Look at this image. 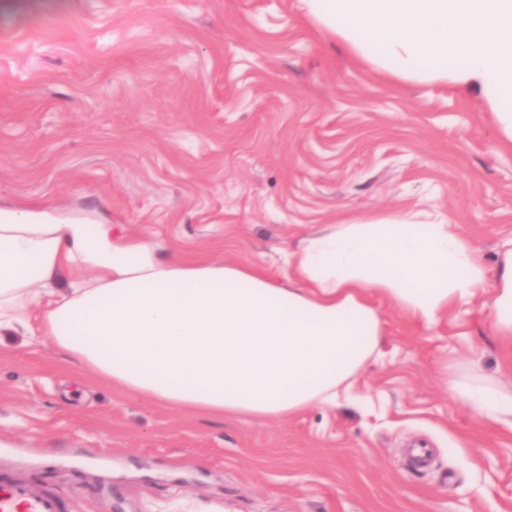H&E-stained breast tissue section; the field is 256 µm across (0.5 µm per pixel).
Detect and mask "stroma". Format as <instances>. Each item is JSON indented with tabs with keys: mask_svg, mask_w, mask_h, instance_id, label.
Wrapping results in <instances>:
<instances>
[{
	"mask_svg": "<svg viewBox=\"0 0 512 512\" xmlns=\"http://www.w3.org/2000/svg\"><path fill=\"white\" fill-rule=\"evenodd\" d=\"M0 210L108 224L163 257L285 255L343 214L427 213L494 267L512 149L480 99L355 60L299 0H0ZM386 334L335 405L247 423L0 345V467L71 512H512V426L448 391L512 383L480 306Z\"/></svg>",
	"mask_w": 512,
	"mask_h": 512,
	"instance_id": "1",
	"label": "stroma"
}]
</instances>
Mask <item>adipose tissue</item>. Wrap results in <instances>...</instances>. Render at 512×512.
Masks as SVG:
<instances>
[{
  "instance_id": "ef3b65f1",
  "label": "adipose tissue",
  "mask_w": 512,
  "mask_h": 512,
  "mask_svg": "<svg viewBox=\"0 0 512 512\" xmlns=\"http://www.w3.org/2000/svg\"><path fill=\"white\" fill-rule=\"evenodd\" d=\"M314 23L376 71L477 93L498 143L512 147V0H301ZM287 282L253 266L163 261L144 239L104 224L0 213V338L28 329L51 302L44 334L68 358L126 393L209 416L290 418L335 403L385 334L370 299L430 325L488 305L512 340V246L487 269L453 227L431 216L345 215L288 253ZM94 279L53 288L63 266ZM485 418L512 417V391L450 380Z\"/></svg>"
}]
</instances>
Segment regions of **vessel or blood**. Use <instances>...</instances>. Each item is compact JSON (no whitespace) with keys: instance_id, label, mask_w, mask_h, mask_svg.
<instances>
[{"instance_id":"obj_1","label":"vessel or blood","mask_w":512,"mask_h":512,"mask_svg":"<svg viewBox=\"0 0 512 512\" xmlns=\"http://www.w3.org/2000/svg\"><path fill=\"white\" fill-rule=\"evenodd\" d=\"M67 510V501L51 485L21 473L0 472V512Z\"/></svg>"}]
</instances>
